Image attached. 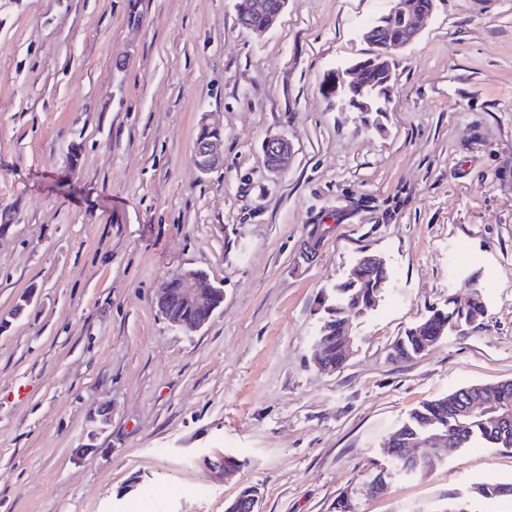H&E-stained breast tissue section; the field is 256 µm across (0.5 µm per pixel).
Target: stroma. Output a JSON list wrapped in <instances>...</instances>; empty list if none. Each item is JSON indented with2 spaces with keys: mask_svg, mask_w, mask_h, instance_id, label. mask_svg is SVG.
I'll return each instance as SVG.
<instances>
[{
  "mask_svg": "<svg viewBox=\"0 0 512 512\" xmlns=\"http://www.w3.org/2000/svg\"><path fill=\"white\" fill-rule=\"evenodd\" d=\"M237 3L0 0V512H225L246 486L259 512H445L512 482V448L473 444L367 489L412 409L512 380V0H436L380 132L322 83L391 0H289L260 38ZM366 253L387 287L322 371L320 295ZM186 269L224 291L195 333L156 305ZM474 288L475 326L395 358ZM211 131H216V138L210 135ZM222 136L223 127L221 123L205 116L198 130L194 153L195 163L203 174L208 173L218 165L220 155L217 153L216 147ZM262 151L268 169L273 175H279L287 170L294 156L290 140L280 133L267 136L262 143ZM419 325L408 329L404 336H401L395 344L396 356L399 358L410 359L421 354L427 346L424 334L417 333Z\"/></svg>",
  "mask_w": 512,
  "mask_h": 512,
  "instance_id": "35a3bbf8",
  "label": "stroma"
}]
</instances>
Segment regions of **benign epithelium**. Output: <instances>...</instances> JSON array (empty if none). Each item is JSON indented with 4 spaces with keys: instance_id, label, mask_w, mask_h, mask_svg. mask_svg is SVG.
I'll use <instances>...</instances> for the list:
<instances>
[{
    "instance_id": "benign-epithelium-1",
    "label": "benign epithelium",
    "mask_w": 512,
    "mask_h": 512,
    "mask_svg": "<svg viewBox=\"0 0 512 512\" xmlns=\"http://www.w3.org/2000/svg\"><path fill=\"white\" fill-rule=\"evenodd\" d=\"M288 5V0H242L238 11L241 27L249 33L263 35L269 32L277 23L279 17ZM434 8H429L423 14H417L413 0H391V8L383 19L399 22L400 34L391 35L385 24L369 25L364 28L362 38L374 48L369 61L373 67L383 71L387 76L384 87L380 91L367 88L358 80L359 69L351 68L335 76V87H344L357 91L361 96V106L364 111H372L370 101L376 96L389 97L392 80L391 58L393 51L411 44L419 35L421 21L428 17ZM255 15L264 17L263 24L256 27L252 24ZM223 136L220 122L204 117L195 144V163L199 170L206 174L215 168L220 155L216 151L217 143ZM262 151L266 158L269 171L279 175L288 169L292 163L293 147L284 134L267 136L262 143ZM224 291L206 282L204 274L197 270H184L167 279L157 295V306L167 322L175 329L193 332L201 329L221 306ZM320 337L312 347V358L324 370L332 369L322 358V349L327 343V327L321 326ZM448 446V437L424 439L409 443L401 448V453L414 460H425L434 455L437 448ZM259 496L253 487L242 489L237 496L235 509L243 508L247 512H258Z\"/></svg>"
}]
</instances>
